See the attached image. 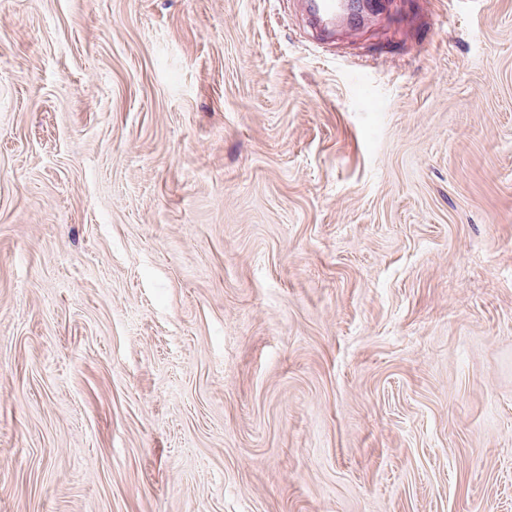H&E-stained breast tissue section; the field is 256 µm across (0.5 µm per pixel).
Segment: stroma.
<instances>
[{"label": "stroma", "instance_id": "obj_1", "mask_svg": "<svg viewBox=\"0 0 512 512\" xmlns=\"http://www.w3.org/2000/svg\"><path fill=\"white\" fill-rule=\"evenodd\" d=\"M0 512H512V0H0ZM345 1L303 0L300 6L309 26L318 35L330 37L337 30L351 26Z\"/></svg>", "mask_w": 512, "mask_h": 512}]
</instances>
